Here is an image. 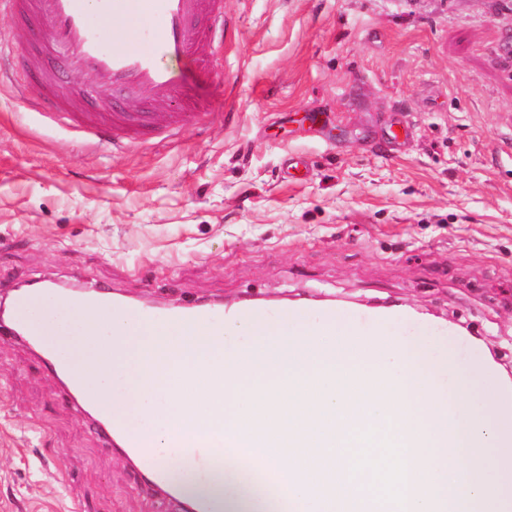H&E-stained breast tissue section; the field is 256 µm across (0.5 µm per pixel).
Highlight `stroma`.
Returning <instances> with one entry per match:
<instances>
[{"label":"stroma","mask_w":512,"mask_h":512,"mask_svg":"<svg viewBox=\"0 0 512 512\" xmlns=\"http://www.w3.org/2000/svg\"><path fill=\"white\" fill-rule=\"evenodd\" d=\"M221 81L182 68L207 113L92 146L0 76V292L105 284L188 303L383 307L391 336L456 329L467 365H512V0H223ZM17 60L46 45L0 11ZM61 463L67 481L50 477ZM178 512L108 450L58 379L0 338V512Z\"/></svg>","instance_id":"1"}]
</instances>
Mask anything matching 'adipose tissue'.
Instances as JSON below:
<instances>
[{
    "instance_id": "obj_1",
    "label": "adipose tissue",
    "mask_w": 512,
    "mask_h": 512,
    "mask_svg": "<svg viewBox=\"0 0 512 512\" xmlns=\"http://www.w3.org/2000/svg\"><path fill=\"white\" fill-rule=\"evenodd\" d=\"M73 322L72 332L83 351L73 371L81 374L98 392L103 405L121 419L131 412L161 413L163 429L151 433L152 447H163L172 439L194 438L191 422L201 413L217 420L232 418L264 422L290 429L301 417L322 418L336 431L334 445L324 448H279L263 459L266 471L288 473V489L260 487L251 469L240 460L224 464L217 456L191 460L190 471L174 470L182 491L219 506L221 512H284L287 504L300 505V512H322L321 485H328L336 508H343L354 493L371 489L386 478L403 505L402 512H433L435 492L452 496L458 512H471L475 501L491 497L502 512L512 507V482L487 477L497 468L503 450L499 446L501 414L489 413L477 401L453 402L448 406V425L456 445L452 448H423L417 455L399 449L389 455L374 448L373 435L390 407L406 409L409 417L397 421L399 432L412 428L411 414L421 405L435 403L427 389L423 356L432 353L431 364L438 376L447 379L458 393L487 392L485 375L463 364L454 338H423L410 341L399 337L374 336L371 344L385 347L382 362L372 378L354 381L340 369L345 359L362 345L349 326L332 321V335L294 332L285 336L272 322L251 314L229 325L228 334L250 335L247 346L225 348L220 336L204 337L194 329H175L160 335L158 330L127 311L114 313L107 324L86 315L71 302H64ZM109 337L112 352L102 358V337ZM306 346L332 352L320 374L308 369L285 368L269 379L248 381L240 376L239 358L245 351L259 350L275 358L283 349ZM220 367L224 381L214 389V400L190 399L175 388L170 378L177 375L205 377ZM124 379L125 395H112V377Z\"/></svg>"
}]
</instances>
